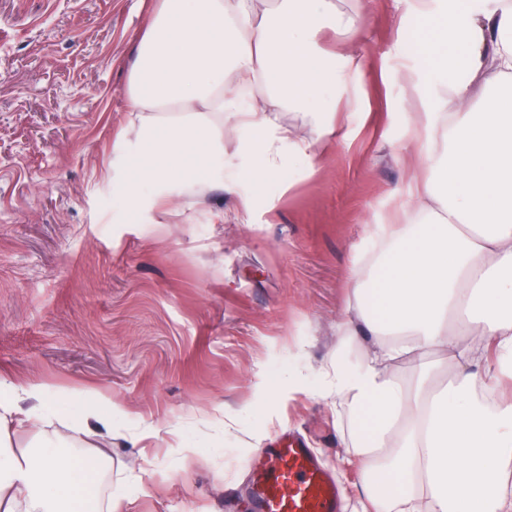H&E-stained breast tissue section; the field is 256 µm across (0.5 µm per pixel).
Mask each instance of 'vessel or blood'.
Here are the masks:
<instances>
[{
	"label": "vessel or blood",
	"instance_id": "vessel-or-blood-1",
	"mask_svg": "<svg viewBox=\"0 0 512 512\" xmlns=\"http://www.w3.org/2000/svg\"><path fill=\"white\" fill-rule=\"evenodd\" d=\"M255 512H339L341 490L307 441L282 436L251 468Z\"/></svg>",
	"mask_w": 512,
	"mask_h": 512
}]
</instances>
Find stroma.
<instances>
[{
  "label": "stroma",
  "instance_id": "obj_1",
  "mask_svg": "<svg viewBox=\"0 0 512 512\" xmlns=\"http://www.w3.org/2000/svg\"><path fill=\"white\" fill-rule=\"evenodd\" d=\"M346 3L361 7L348 37L360 106L309 95L343 126L315 168L289 162L260 187L245 158L230 187L132 212L126 98L146 0H0V372L112 399L111 434L56 423L13 434L15 452L42 434L73 458L104 455L99 486L124 512H249L251 464L297 432L341 484L343 512H360L363 476L321 376L357 257L410 173L430 169L425 100L452 81L409 40L441 16Z\"/></svg>",
  "mask_w": 512,
  "mask_h": 512
}]
</instances>
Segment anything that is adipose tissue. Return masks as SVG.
<instances>
[{
	"instance_id": "1",
	"label": "adipose tissue",
	"mask_w": 512,
	"mask_h": 512,
	"mask_svg": "<svg viewBox=\"0 0 512 512\" xmlns=\"http://www.w3.org/2000/svg\"><path fill=\"white\" fill-rule=\"evenodd\" d=\"M152 18L128 75L127 109L139 145L128 156L125 202L157 207L169 186L204 189L233 180L224 160V115L233 113L239 149L257 183L288 159L315 166L333 121L299 137L282 123L301 111L310 90L337 73L348 95L361 70L356 55L331 50L357 18L338 0H152ZM446 32L418 40L420 51L448 60L462 49L464 75L452 98L435 97L437 172L414 181L401 224H378L379 281L354 272L346 317L336 329V359L322 397L360 420L351 450L369 488L364 512H512V399L487 398L476 366L512 379V0L449 11ZM150 180L146 197L137 181ZM444 223H432L434 205ZM376 341L351 363L348 340ZM447 355L423 366L413 385L390 370L412 353ZM56 412L41 384L0 375V512H85L97 497L94 456L73 467L59 448L16 454L11 426L49 423Z\"/></svg>"
}]
</instances>
